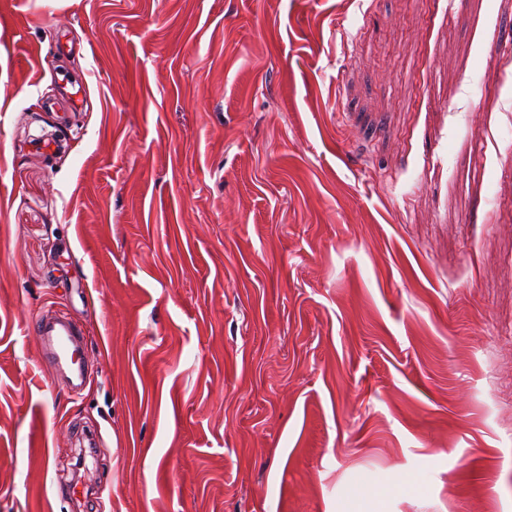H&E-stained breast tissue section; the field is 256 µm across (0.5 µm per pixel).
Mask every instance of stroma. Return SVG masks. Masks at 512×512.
<instances>
[{
    "mask_svg": "<svg viewBox=\"0 0 512 512\" xmlns=\"http://www.w3.org/2000/svg\"><path fill=\"white\" fill-rule=\"evenodd\" d=\"M86 426L97 512H512V0H0V512ZM35 327L53 378L58 377L64 366L76 365L75 381L71 378L69 387L71 395L78 396L87 382L85 332L67 313L52 307L36 318Z\"/></svg>",
    "mask_w": 512,
    "mask_h": 512,
    "instance_id": "1",
    "label": "stroma"
}]
</instances>
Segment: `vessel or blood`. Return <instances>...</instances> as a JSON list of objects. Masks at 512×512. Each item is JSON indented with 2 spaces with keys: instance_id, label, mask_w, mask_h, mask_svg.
I'll list each match as a JSON object with an SVG mask.
<instances>
[{
  "instance_id": "obj_1",
  "label": "vessel or blood",
  "mask_w": 512,
  "mask_h": 512,
  "mask_svg": "<svg viewBox=\"0 0 512 512\" xmlns=\"http://www.w3.org/2000/svg\"><path fill=\"white\" fill-rule=\"evenodd\" d=\"M35 327L51 374L59 375L66 365H73L74 379L69 387L72 395H79L87 382V345L83 329L67 313L58 309L41 313L35 320Z\"/></svg>"
}]
</instances>
